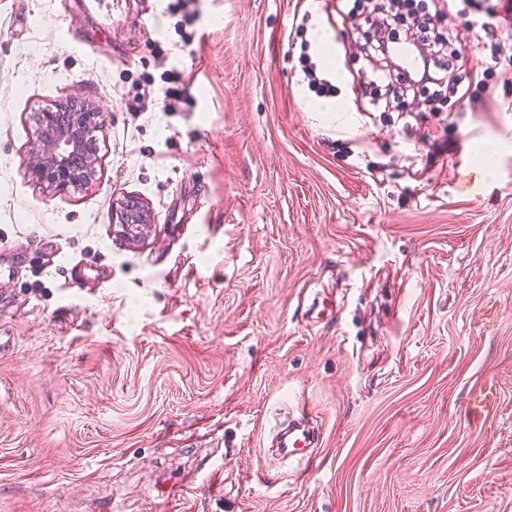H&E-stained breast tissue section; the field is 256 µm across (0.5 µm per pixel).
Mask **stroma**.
I'll return each instance as SVG.
<instances>
[{
  "mask_svg": "<svg viewBox=\"0 0 512 512\" xmlns=\"http://www.w3.org/2000/svg\"><path fill=\"white\" fill-rule=\"evenodd\" d=\"M506 8L436 14L443 95H368L366 0H0V245L26 249L0 283V512H169L210 453L221 490L179 512H512V65L471 47ZM169 63L175 112L149 98ZM71 94L104 114L101 166L55 188L36 115ZM299 401L322 427L293 474L270 442ZM114 226H118L117 234L132 241L131 228L136 224H151L150 215L144 207L134 200L119 201L114 206Z\"/></svg>",
  "mask_w": 512,
  "mask_h": 512,
  "instance_id": "obj_1",
  "label": "stroma"
}]
</instances>
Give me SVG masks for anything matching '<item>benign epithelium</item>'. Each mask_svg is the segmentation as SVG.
I'll use <instances>...</instances> for the list:
<instances>
[{
	"mask_svg": "<svg viewBox=\"0 0 512 512\" xmlns=\"http://www.w3.org/2000/svg\"><path fill=\"white\" fill-rule=\"evenodd\" d=\"M38 125L30 165L37 181L67 187L96 178L100 156L90 135L104 127V115L98 107L79 97H68L38 113ZM114 215L117 234L126 239L133 226L151 223L148 211L134 200L115 203Z\"/></svg>",
	"mask_w": 512,
	"mask_h": 512,
	"instance_id": "benign-epithelium-1",
	"label": "benign epithelium"
}]
</instances>
